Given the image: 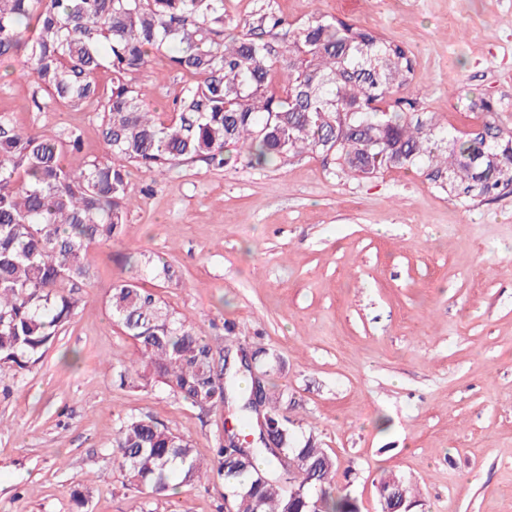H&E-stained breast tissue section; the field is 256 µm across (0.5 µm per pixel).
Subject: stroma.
<instances>
[{
	"label": "stroma",
	"mask_w": 512,
	"mask_h": 512,
	"mask_svg": "<svg viewBox=\"0 0 512 512\" xmlns=\"http://www.w3.org/2000/svg\"><path fill=\"white\" fill-rule=\"evenodd\" d=\"M273 4L291 22L318 10L406 45L416 65L404 98L449 130L475 125L473 98L512 128V0ZM141 81L155 112L185 84L161 57ZM33 90L16 62H0V112L79 129L71 166L105 156L95 113L39 110ZM131 182L138 206L123 242L93 250L75 319L33 372L0 367V512H222L221 486L145 499L112 464V433L129 415L176 430L205 460L224 438L223 409L114 380L112 362L135 347L105 299L133 250L179 271L183 285L160 294L214 344L229 320L234 346L274 350L289 415L333 452L336 488L361 512H380L388 474L419 487L411 512H512V193L463 203L418 169L352 178L307 154Z\"/></svg>",
	"instance_id": "obj_1"
}]
</instances>
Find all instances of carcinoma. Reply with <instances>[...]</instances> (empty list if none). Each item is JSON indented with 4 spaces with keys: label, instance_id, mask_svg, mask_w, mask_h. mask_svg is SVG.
<instances>
[{
    "label": "carcinoma",
    "instance_id": "cac0c4a2",
    "mask_svg": "<svg viewBox=\"0 0 512 512\" xmlns=\"http://www.w3.org/2000/svg\"><path fill=\"white\" fill-rule=\"evenodd\" d=\"M156 57L187 77L169 112L145 108L140 76ZM2 58L17 60L44 111L96 113L107 149L70 166L66 157L83 148L78 129L22 127L0 112V363L20 373L37 368L77 315L91 250L123 242L133 169L152 180L196 161L221 168L233 145L252 168L302 153L360 178L415 167L462 202L512 190V130L489 104L478 105L485 116L471 133L454 134L400 97L414 68L405 47L319 11L294 26L268 7L229 33L224 0H0ZM133 270L106 298L136 344L134 358L114 365L120 384H161L193 407L223 406L237 421L232 436L260 430L261 415L273 447L221 445L204 463L183 435L129 416L112 436L126 486L163 496L175 482H218L234 512H360L335 494L333 453L311 433L298 438L288 390L266 385L257 413L253 387L224 368V348L139 285L143 273L160 288L179 283L174 268L141 252ZM250 351L262 373L283 370L264 344ZM379 495L381 512L413 504L398 478L382 480Z\"/></svg>",
    "mask_w": 512,
    "mask_h": 512
}]
</instances>
